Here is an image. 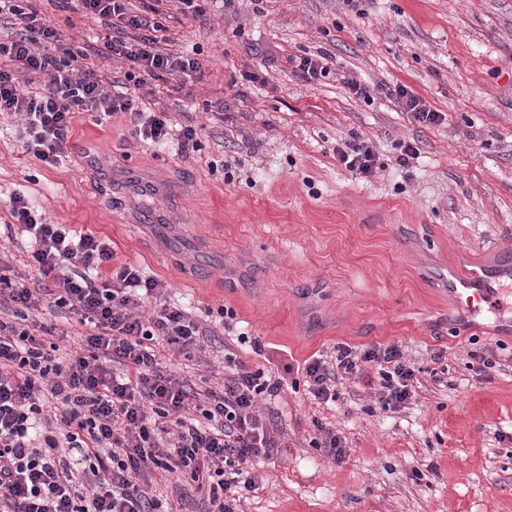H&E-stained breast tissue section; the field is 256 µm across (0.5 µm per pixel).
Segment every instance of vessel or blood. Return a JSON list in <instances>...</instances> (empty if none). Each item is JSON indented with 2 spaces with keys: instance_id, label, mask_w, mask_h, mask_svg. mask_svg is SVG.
I'll list each match as a JSON object with an SVG mask.
<instances>
[{
  "instance_id": "1",
  "label": "vessel or blood",
  "mask_w": 512,
  "mask_h": 512,
  "mask_svg": "<svg viewBox=\"0 0 512 512\" xmlns=\"http://www.w3.org/2000/svg\"><path fill=\"white\" fill-rule=\"evenodd\" d=\"M512 286V249L501 248L493 269L461 275L448 274V292L455 307L467 317L499 312L501 296Z\"/></svg>"
}]
</instances>
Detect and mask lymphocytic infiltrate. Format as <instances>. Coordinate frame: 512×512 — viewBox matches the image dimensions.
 Returning a JSON list of instances; mask_svg holds the SVG:
<instances>
[{"label":"lymphocytic infiltrate","mask_w":512,"mask_h":512,"mask_svg":"<svg viewBox=\"0 0 512 512\" xmlns=\"http://www.w3.org/2000/svg\"><path fill=\"white\" fill-rule=\"evenodd\" d=\"M80 2L105 30L90 53L68 45L33 0H0V114L20 118L24 150L57 166L76 115L99 126L120 113L139 144L201 151V126L141 107L159 74L175 76L179 94L180 76L200 71L201 61L167 52L163 24L126 13L120 0ZM91 55L132 68L111 91ZM336 159L364 178L380 167L372 143L358 136L337 147ZM7 210L53 283L54 306L77 315L85 332L79 351H61L54 325L33 318L39 297L0 261V309L9 312L0 317V512H161L151 492L157 469L207 493L211 512H234L235 494L257 488L252 459L281 446L257 410L261 397L279 396L281 380L228 354L221 392H196L157 359L161 346L184 356L200 348L204 331L191 307L168 302L163 283L141 268L114 264L110 241L47 222L25 194H11ZM371 372L382 409L414 396L420 369L395 342L338 345L329 358L308 360L302 376L308 394L326 403L336 400L337 382Z\"/></svg>","instance_id":"obj_1"}]
</instances>
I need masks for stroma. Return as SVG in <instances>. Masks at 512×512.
<instances>
[{
	"mask_svg": "<svg viewBox=\"0 0 512 512\" xmlns=\"http://www.w3.org/2000/svg\"><path fill=\"white\" fill-rule=\"evenodd\" d=\"M35 6L68 27L73 46L102 32L51 0ZM159 9L169 51L199 49L205 64L187 79L203 150L182 158L137 144L122 116L97 126L81 115L70 142L88 157L48 167L24 151L14 120L0 119V207L25 191L47 222L111 239L115 263L141 266L168 301L192 306L206 352L158 359L196 391L219 388L228 348L250 368L272 367L283 389L262 413L282 447L255 462L259 487L238 512H512V334L463 321L442 284L512 245V0ZM318 52L332 56L331 75L303 81L296 58ZM248 71L265 84L243 82ZM399 84L443 121L412 122L392 95ZM208 101L230 109L205 110ZM353 135L376 146L382 167L371 177L336 159ZM410 141L420 156L403 168ZM227 155L230 174L212 171ZM0 259L42 289L27 239L1 225ZM223 306L235 318L221 319ZM393 342L423 369L393 412L351 380L336 401L312 400L284 370L339 344ZM475 346L494 353L491 380L466 368ZM318 421L345 441V461L311 447ZM153 483L174 512H203L195 488L162 473Z\"/></svg>",
	"mask_w": 512,
	"mask_h": 512,
	"instance_id": "1",
	"label": "stroma"
}]
</instances>
